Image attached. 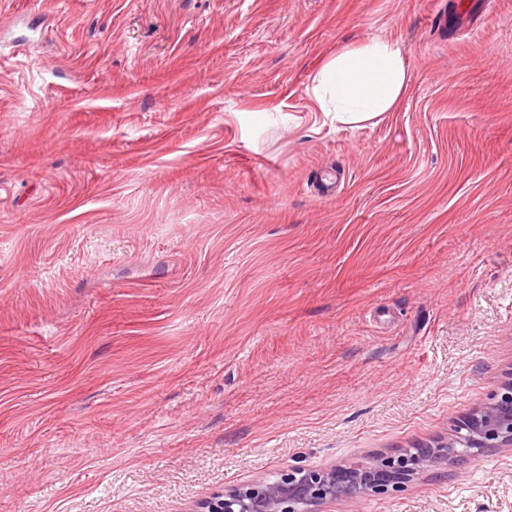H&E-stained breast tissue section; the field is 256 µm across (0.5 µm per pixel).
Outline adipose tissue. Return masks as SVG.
<instances>
[{
    "mask_svg": "<svg viewBox=\"0 0 512 512\" xmlns=\"http://www.w3.org/2000/svg\"><path fill=\"white\" fill-rule=\"evenodd\" d=\"M401 49L383 39L349 47L327 60L315 77L316 102L342 125H359L394 111L407 88Z\"/></svg>",
    "mask_w": 512,
    "mask_h": 512,
    "instance_id": "ef3b65f1",
    "label": "adipose tissue"
}]
</instances>
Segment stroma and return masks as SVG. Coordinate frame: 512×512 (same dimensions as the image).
<instances>
[{
    "mask_svg": "<svg viewBox=\"0 0 512 512\" xmlns=\"http://www.w3.org/2000/svg\"><path fill=\"white\" fill-rule=\"evenodd\" d=\"M0 0V512H197L512 380V0ZM380 38L359 126L314 77ZM322 512H512V447ZM407 65L391 41L371 39L327 60L315 77L316 102L342 125H359L392 112L407 88Z\"/></svg>",
    "mask_w": 512,
    "mask_h": 512,
    "instance_id": "obj_1",
    "label": "stroma"
}]
</instances>
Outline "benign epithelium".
<instances>
[{
  "label": "benign epithelium",
  "mask_w": 512,
  "mask_h": 512,
  "mask_svg": "<svg viewBox=\"0 0 512 512\" xmlns=\"http://www.w3.org/2000/svg\"><path fill=\"white\" fill-rule=\"evenodd\" d=\"M512 447V381L489 406L471 414L448 442L409 449L357 467L291 468L279 479L246 484L206 498L203 512H321L354 492L382 496L414 475L439 468L450 453L477 455L484 448Z\"/></svg>",
  "instance_id": "7a95c632"
}]
</instances>
